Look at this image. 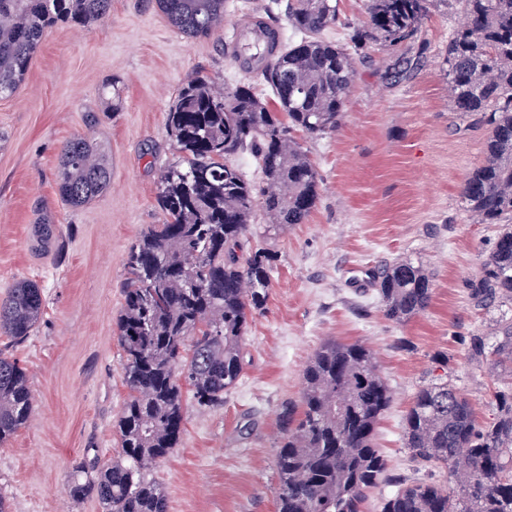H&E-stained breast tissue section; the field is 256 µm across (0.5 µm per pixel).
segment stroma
<instances>
[{
    "label": "stroma",
    "mask_w": 512,
    "mask_h": 512,
    "mask_svg": "<svg viewBox=\"0 0 512 512\" xmlns=\"http://www.w3.org/2000/svg\"><path fill=\"white\" fill-rule=\"evenodd\" d=\"M287 0H228L223 36L189 39L172 29L151 0H112L110 16L88 27L47 31L20 92L0 99V299L20 278L43 289L34 331L0 350L27 368L35 415L0 445V495L10 512H104L75 499L77 464L118 455L115 422L127 396L116 322L131 245L164 216L157 182L178 154L165 116L183 82L202 76L230 88L249 80L226 39L246 36L252 16L293 32ZM458 12L431 7L420 37L386 53L355 57V79L341 129L304 140L321 178L309 220L245 249L273 257L264 309L249 321L240 383L223 405H186L178 448L157 469L169 512H276L279 414L298 400L302 374L324 342L371 346L394 397L377 445L393 477L416 472L402 444L403 419L417 388L448 378L478 423L491 421L496 389L512 376L468 357L472 337L492 338L512 304L480 306L471 283L499 230L475 224L460 196L483 159L484 132L450 109L445 48ZM117 83L120 111L102 95ZM96 114L97 125L87 117ZM95 139L112 168V186L72 208L57 192L66 141ZM53 237L38 243L40 224ZM408 260L428 271L426 311L387 320L369 284L375 267Z\"/></svg>",
    "instance_id": "1"
}]
</instances>
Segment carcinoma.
<instances>
[{
  "label": "carcinoma",
  "mask_w": 512,
  "mask_h": 512,
  "mask_svg": "<svg viewBox=\"0 0 512 512\" xmlns=\"http://www.w3.org/2000/svg\"><path fill=\"white\" fill-rule=\"evenodd\" d=\"M339 0H290L287 23L301 38L277 43L272 27L255 23L249 58L253 79L218 90L198 76L179 89L166 131L180 154L157 184L164 222L131 246L117 339L128 394L116 422L120 452L90 465L71 496L92 497L104 512H169L152 472L178 447L188 386L200 407L224 403L243 375L242 345L253 314L264 309L272 256L244 252L256 211L265 234L304 224L320 196L316 167L291 136L339 130L354 80V55L372 46L392 50L414 37L436 0H367L366 21L340 17ZM461 6L468 23L448 41L446 79L452 111L485 130L483 162L461 186L469 216L498 224L492 251L472 284L474 299L512 303V0H442ZM179 34L224 32L226 0H155ZM112 0H0V98L21 89L46 29L96 24ZM342 25L347 43L325 31ZM267 86L275 105L257 90ZM251 153L262 181H248L232 157ZM112 169L94 140L78 136L62 148L57 188L77 208L105 192ZM384 316L403 324L424 312L433 288L422 265L397 261L372 273ZM43 294L29 279L0 300V331L21 340L43 313ZM470 358L488 357L512 373V321L494 343L471 339ZM393 390L374 350L363 343L325 342L302 376L299 403L280 413L276 457L277 512H366L370 495L391 482L376 430ZM492 421L476 424L470 402L448 380L422 385L404 416L402 441L417 470H441L445 483L398 484L379 512H512V388L494 393ZM34 412L26 368L0 352V444Z\"/></svg>",
  "instance_id": "obj_1"
}]
</instances>
